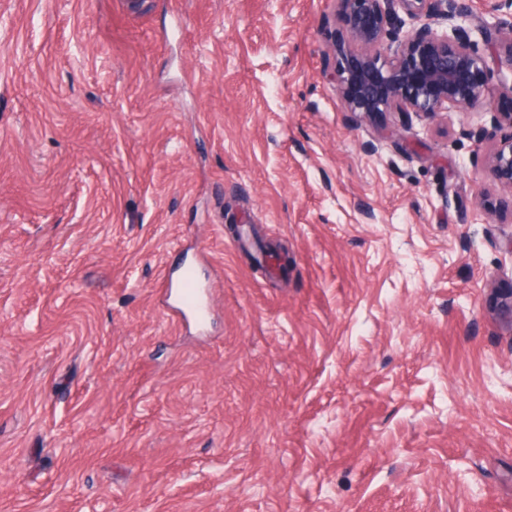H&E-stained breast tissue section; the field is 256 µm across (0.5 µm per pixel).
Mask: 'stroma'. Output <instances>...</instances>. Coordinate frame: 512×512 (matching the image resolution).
<instances>
[{"instance_id":"stroma-1","label":"stroma","mask_w":512,"mask_h":512,"mask_svg":"<svg viewBox=\"0 0 512 512\" xmlns=\"http://www.w3.org/2000/svg\"><path fill=\"white\" fill-rule=\"evenodd\" d=\"M344 33L332 0H0V512H512L501 135L342 111ZM192 274H186L175 287V300L183 308L195 313L198 317L203 315L200 300V291Z\"/></svg>"}]
</instances>
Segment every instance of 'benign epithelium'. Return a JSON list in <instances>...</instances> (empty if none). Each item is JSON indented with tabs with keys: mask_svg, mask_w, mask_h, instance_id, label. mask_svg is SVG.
<instances>
[{
	"mask_svg": "<svg viewBox=\"0 0 512 512\" xmlns=\"http://www.w3.org/2000/svg\"><path fill=\"white\" fill-rule=\"evenodd\" d=\"M346 25L339 46L343 63L332 80L341 111L355 115L415 112L435 119L444 112L487 102L491 122L499 112L489 100L487 77L507 82L512 73V0H490L487 17L450 0H333ZM509 30L507 40L488 59L493 35ZM487 176L512 190V136L495 149Z\"/></svg>",
	"mask_w": 512,
	"mask_h": 512,
	"instance_id": "7a95c632",
	"label": "benign epithelium"
}]
</instances>
